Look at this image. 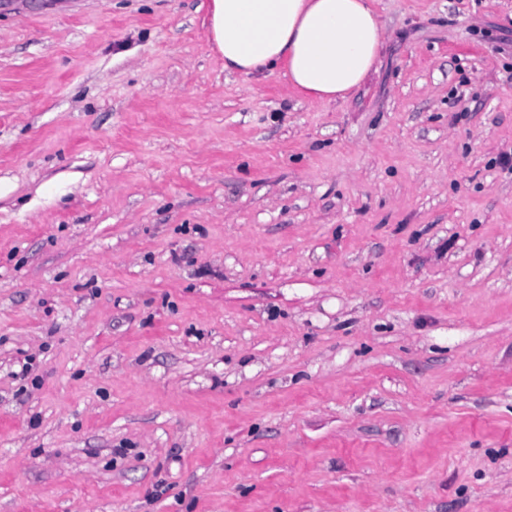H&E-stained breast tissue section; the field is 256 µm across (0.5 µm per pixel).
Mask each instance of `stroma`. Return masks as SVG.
Masks as SVG:
<instances>
[{
  "label": "stroma",
  "instance_id": "stroma-1",
  "mask_svg": "<svg viewBox=\"0 0 512 512\" xmlns=\"http://www.w3.org/2000/svg\"><path fill=\"white\" fill-rule=\"evenodd\" d=\"M201 3L0 7V512H512V0L333 102Z\"/></svg>",
  "mask_w": 512,
  "mask_h": 512
}]
</instances>
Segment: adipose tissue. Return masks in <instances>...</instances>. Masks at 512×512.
<instances>
[{"instance_id": "ef3b65f1", "label": "adipose tissue", "mask_w": 512, "mask_h": 512, "mask_svg": "<svg viewBox=\"0 0 512 512\" xmlns=\"http://www.w3.org/2000/svg\"><path fill=\"white\" fill-rule=\"evenodd\" d=\"M224 67L285 74L313 100L345 98L373 68L385 31L367 0H207Z\"/></svg>"}]
</instances>
